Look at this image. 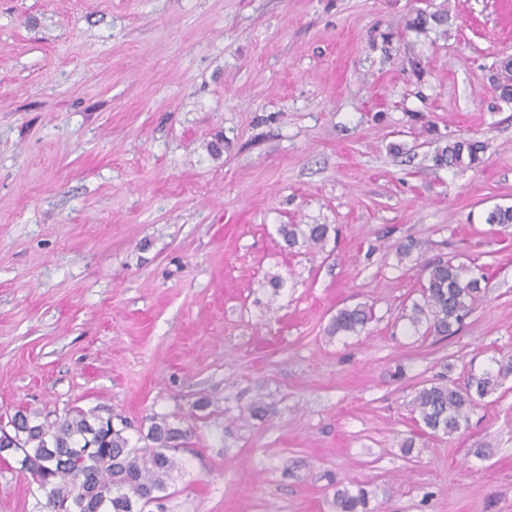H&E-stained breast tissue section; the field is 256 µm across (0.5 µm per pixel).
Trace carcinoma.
Here are the masks:
<instances>
[{
  "mask_svg": "<svg viewBox=\"0 0 512 512\" xmlns=\"http://www.w3.org/2000/svg\"><path fill=\"white\" fill-rule=\"evenodd\" d=\"M443 12L419 11L407 27L426 30L443 26ZM494 92L512 102V57L501 58L493 76ZM485 145L474 138L458 137L438 148L436 167L472 168L483 162ZM485 222L502 228L512 226V207H495ZM332 231L329 224H283L279 232L289 249L317 247ZM423 302L413 304L408 320L421 323L437 336H452L462 327L488 280L486 268L456 265L452 261L428 262L423 266ZM374 319L369 305L344 307L336 312L330 333L356 334ZM512 375V359L497 362V369L468 374L463 384L443 378L425 383L411 400L414 422L424 433L453 436L465 429L478 402L497 392ZM93 410L74 409L54 422L39 421L38 414L18 410L8 420L12 438L0 430V449L18 454L20 470L29 474L38 489L46 493L44 512H64L65 503H76L79 512H151L158 504L165 512L172 472L178 467L172 455L192 435V428L167 416L154 417L148 427L146 448L129 447L124 429L111 425ZM336 512H367L368 492L358 487L336 488Z\"/></svg>",
  "mask_w": 512,
  "mask_h": 512,
  "instance_id": "1",
  "label": "carcinoma"
}]
</instances>
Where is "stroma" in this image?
I'll use <instances>...</instances> for the list:
<instances>
[{"mask_svg": "<svg viewBox=\"0 0 512 512\" xmlns=\"http://www.w3.org/2000/svg\"><path fill=\"white\" fill-rule=\"evenodd\" d=\"M510 55L512 0H0V424L93 409L143 448L188 421L167 512H335L341 485L512 512V377L464 434L410 414L512 357V227L485 222L512 206ZM461 135L483 164L435 167ZM283 224L336 233L291 251ZM410 239L488 268L456 335L409 327ZM41 498L0 462V512ZM494 92L504 102H512V57L501 58L493 76ZM374 319L372 306L356 305L344 307L336 312L330 325V333L356 334L362 331Z\"/></svg>", "mask_w": 512, "mask_h": 512, "instance_id": "1", "label": "stroma"}]
</instances>
